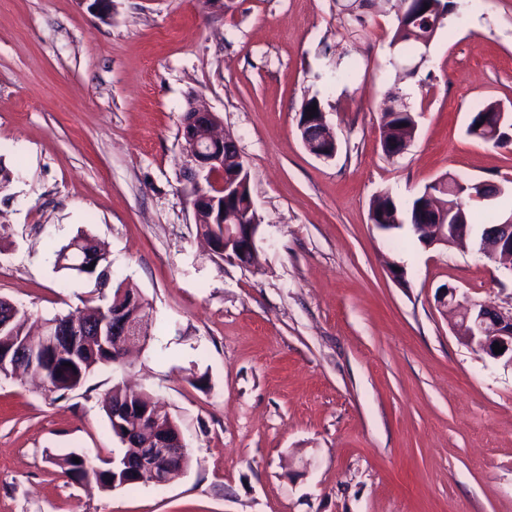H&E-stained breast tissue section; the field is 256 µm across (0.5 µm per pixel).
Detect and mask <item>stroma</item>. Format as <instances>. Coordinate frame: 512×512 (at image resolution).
I'll use <instances>...</instances> for the list:
<instances>
[{
    "instance_id": "1",
    "label": "stroma",
    "mask_w": 512,
    "mask_h": 512,
    "mask_svg": "<svg viewBox=\"0 0 512 512\" xmlns=\"http://www.w3.org/2000/svg\"><path fill=\"white\" fill-rule=\"evenodd\" d=\"M352 0H0V297L65 313L92 284L55 272L78 231L113 283L152 305L150 339L57 397L0 376V512H512V368L464 343L439 290L512 306V273L470 248L421 244L369 220L450 173L501 187L512 150L466 133L512 107V0H451L413 77L395 82L392 14ZM399 91L418 128L387 156L381 107ZM321 101L324 161L298 130ZM250 172L257 260H220L197 233L183 147L189 101ZM403 266L396 282L392 266ZM179 424L190 456L166 485L108 491L56 466L118 455L102 408L118 382ZM316 105V112L313 118H309V109ZM321 102L318 99L311 98L302 105V112H299L298 129L301 133L302 141L308 151L318 159L330 160L335 158L338 148L336 136L327 128L325 112L319 110ZM307 128L306 137L302 132Z\"/></svg>"
}]
</instances>
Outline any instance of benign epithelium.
<instances>
[{
  "instance_id": "obj_1",
  "label": "benign epithelium",
  "mask_w": 512,
  "mask_h": 512,
  "mask_svg": "<svg viewBox=\"0 0 512 512\" xmlns=\"http://www.w3.org/2000/svg\"><path fill=\"white\" fill-rule=\"evenodd\" d=\"M496 117L482 125L490 136L498 135L501 130H512V113L505 111L501 105L494 108ZM189 115L182 123V136L189 158L193 163L191 174L194 179L200 175L210 177L212 173L222 174V182L215 189L207 190L197 187L193 199L194 211L204 210L209 213L212 224H221L224 228L222 241H210L212 250L228 256L239 254L253 260L256 254V238L259 225L255 217H250L248 232L241 230L239 212L232 207L228 192L232 191L238 179L242 177L245 167L239 166L230 171L224 170V147L235 144L231 136L215 134L218 117L206 109L191 106ZM299 131L306 132L302 141L308 151L318 159L335 158L338 148L336 136L327 128L325 113L317 112L311 116L307 112L299 113ZM486 183H446L439 181L435 188L427 189L424 199L428 204L417 212V220L425 228L424 239L427 245L446 246L453 240H462L469 235L468 224L461 214L448 209L438 201L443 194L464 196L473 201L483 202L490 199L484 188ZM475 254L481 258H491L512 270V213L503 216L499 223L483 230L482 236L473 245ZM440 304L458 311L460 324L458 333L467 344L494 359H506L512 367V308L503 309L490 301L458 300V290L447 287L440 298ZM148 316L136 317L124 315V310L117 308L111 312L101 311L98 322L83 326V333L100 337L106 332L112 337V347L121 350L125 345L137 339H147L145 323ZM57 323L45 321L40 323L39 342L41 347H55ZM505 347L500 353H494L493 344ZM185 450L181 433H176L174 440H159L152 447L138 449L137 480L149 479L158 485L170 483L177 473L171 470V459Z\"/></svg>"
}]
</instances>
